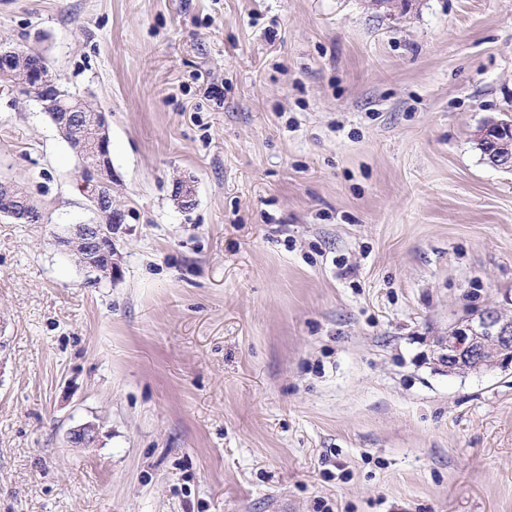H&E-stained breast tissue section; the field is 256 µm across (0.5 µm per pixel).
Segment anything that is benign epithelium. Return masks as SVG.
Masks as SVG:
<instances>
[{"instance_id":"1","label":"benign epithelium","mask_w":512,"mask_h":512,"mask_svg":"<svg viewBox=\"0 0 512 512\" xmlns=\"http://www.w3.org/2000/svg\"><path fill=\"white\" fill-rule=\"evenodd\" d=\"M23 53L16 47L0 44V81L24 98L43 104L53 125L73 136L77 155L85 159L79 167L77 185L93 218L72 226L70 234L57 238L61 253L68 254L79 247L87 255V264L97 272L116 279L121 275L116 251L112 249V234L122 221V214L112 209V158L109 123L103 113H97L83 98L69 102L61 99L65 91L50 74L46 65L22 69ZM195 185L185 179L180 185L178 203L189 209L195 204ZM0 216L15 224H30L33 207L28 200L16 195L15 185L0 183ZM440 358L450 372L468 373L512 366V320L502 317L495 308L487 307L448 328V336L440 345ZM96 438V428L85 424L71 432L70 441L86 444Z\"/></svg>"}]
</instances>
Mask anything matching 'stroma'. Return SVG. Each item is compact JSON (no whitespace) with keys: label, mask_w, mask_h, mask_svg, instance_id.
Returning a JSON list of instances; mask_svg holds the SVG:
<instances>
[{"label":"stroma","mask_w":512,"mask_h":512,"mask_svg":"<svg viewBox=\"0 0 512 512\" xmlns=\"http://www.w3.org/2000/svg\"><path fill=\"white\" fill-rule=\"evenodd\" d=\"M110 124L122 274L56 236L77 156L0 87V512H512V0H0ZM196 203L181 208L180 179ZM95 425L96 438L70 433ZM33 206L39 208L33 201ZM28 200L16 195L15 185L0 183V216L9 218L16 224H30L34 220L33 208ZM478 312L467 311V315ZM440 358L449 372L468 373L512 366V320L487 307L448 328Z\"/></svg>","instance_id":"obj_1"}]
</instances>
